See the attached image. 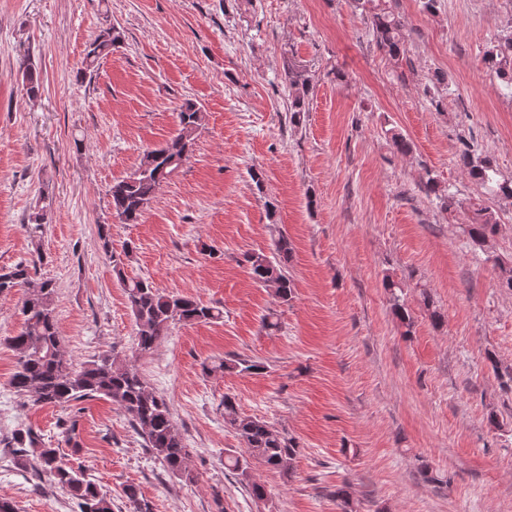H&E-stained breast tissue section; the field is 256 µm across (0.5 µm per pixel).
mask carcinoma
<instances>
[{
	"label": "carcinoma",
	"instance_id": "obj_1",
	"mask_svg": "<svg viewBox=\"0 0 512 512\" xmlns=\"http://www.w3.org/2000/svg\"><path fill=\"white\" fill-rule=\"evenodd\" d=\"M353 2L365 11L378 47L391 58L400 59L406 50L402 18L393 12L387 0ZM119 42L120 35L115 28L101 30L89 44L84 58L86 66L95 67ZM484 63L512 97V31L492 42L485 52ZM21 68L26 94L34 99L40 93L34 66L25 61ZM285 80L289 89L291 120L298 122L301 113L308 111L311 78L304 68L291 63ZM178 118L179 128L171 139L158 148L145 151L132 177L112 183L110 204L112 217L118 223H139L156 190L179 172L182 160L190 158L203 114L195 104L187 102L180 107ZM458 164L471 179L487 187L493 195L512 198V182L497 178V170L489 156L466 148L458 155ZM499 230V218L491 206L480 204L468 212L466 231L479 249L489 246ZM99 238L135 318L139 352H151L175 323L192 324L223 318L221 309L207 306L191 295L166 294L147 279L127 276L124 259L130 258V248H124L121 256L112 251L110 225L100 226ZM292 251L288 237L281 235L274 242L273 256L254 253L248 257L253 279L284 302L293 298L292 281L283 271V264L288 262ZM43 260V254L38 251L35 258L0 270V295L10 294L17 288L25 289L20 306L21 330L9 339V344L17 351L15 371L10 381L12 388L34 405L63 408L87 399L110 400L125 413L145 447L169 472L186 483L196 482L197 475L189 466L192 449L188 448L174 424L169 405L149 388L135 363L121 360L110 351L79 365L66 357L55 315V288L49 280L36 282L33 279L38 264ZM384 288L391 292L392 309L397 319L402 326L410 327L409 313L396 293L400 285L386 280ZM220 367L237 373H256L263 369L261 363L241 358H229ZM224 421L244 444L241 451L224 457V467L247 482L254 498L265 499V486L252 479L253 464H261L290 477L299 452L298 443L267 421L240 414L228 396L224 397ZM60 435L71 453L47 445L30 429H17L6 438L9 454L18 467L31 472L38 480L65 490L76 500L79 512H113L112 498L103 494L72 463L70 455L79 453L81 449L76 423L63 424ZM124 498L126 512H154L153 503L134 484L125 486Z\"/></svg>",
	"mask_w": 512,
	"mask_h": 512
}]
</instances>
